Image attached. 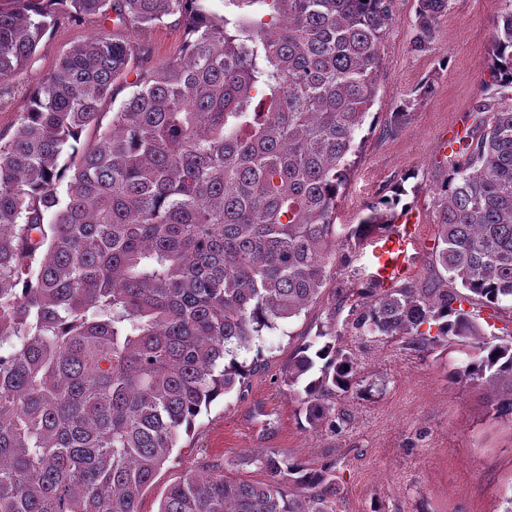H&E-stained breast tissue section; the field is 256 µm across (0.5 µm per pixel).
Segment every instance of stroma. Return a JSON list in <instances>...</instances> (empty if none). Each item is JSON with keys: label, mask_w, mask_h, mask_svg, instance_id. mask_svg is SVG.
Wrapping results in <instances>:
<instances>
[{"label": "stroma", "mask_w": 512, "mask_h": 512, "mask_svg": "<svg viewBox=\"0 0 512 512\" xmlns=\"http://www.w3.org/2000/svg\"><path fill=\"white\" fill-rule=\"evenodd\" d=\"M500 0H450L429 46L410 49L415 0H396L395 20L381 46L378 94L364 126L365 141L351 182L337 209V224H356L385 188L403 180V202L413 211L422 242L414 278L438 273L435 249L438 218L433 191L448 165L444 144L465 132L481 85L491 78L492 32ZM100 30L97 19L54 27L40 41L32 61L15 78L18 90L0 107V133L11 135L26 110L24 92L45 80L71 46ZM109 32L140 46V66L180 54L186 38L175 19L148 32L109 25ZM432 81L429 96L416 102L396 136L385 126L421 83ZM327 299L267 332L264 366L242 388L219 397L182 434L177 448L140 497V512H158L168 488L208 463L250 483L268 479L264 469L242 463L251 453L286 451L314 468L333 463L341 512H505L512 491V418L495 416L497 390L486 382H454L450 368L462 355L414 352L392 338L357 339L348 333L346 312L336 315V331L357 358L367 380L383 383L368 401L337 399L349 415L342 435L302 425L298 402L276 377L301 343L326 320Z\"/></svg>", "instance_id": "1"}]
</instances>
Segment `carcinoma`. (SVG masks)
Returning a JSON list of instances; mask_svg holds the SVG:
<instances>
[{"mask_svg":"<svg viewBox=\"0 0 512 512\" xmlns=\"http://www.w3.org/2000/svg\"><path fill=\"white\" fill-rule=\"evenodd\" d=\"M394 5L224 0L218 15L202 0H0V95L64 19L113 14L151 30L175 17L186 33L178 56L148 68L105 29L73 45L0 135V512H139L180 435L261 367V349L249 363L240 352L330 283L337 304L320 341L294 351L283 379L310 429L341 434L335 399L382 390L337 343L346 307L358 336L464 347L451 378L504 387L496 412L512 415V329L488 338L463 307L512 311V0L491 83L435 189L442 273L388 286L369 273L351 288L353 257L394 226L405 195L404 177L336 232ZM448 6L416 0L412 50L428 47ZM120 83L131 92L104 128ZM243 461L269 481L207 465L171 485L158 512H337L334 465L286 452Z\"/></svg>","mask_w":512,"mask_h":512,"instance_id":"obj_1","label":"carcinoma"}]
</instances>
